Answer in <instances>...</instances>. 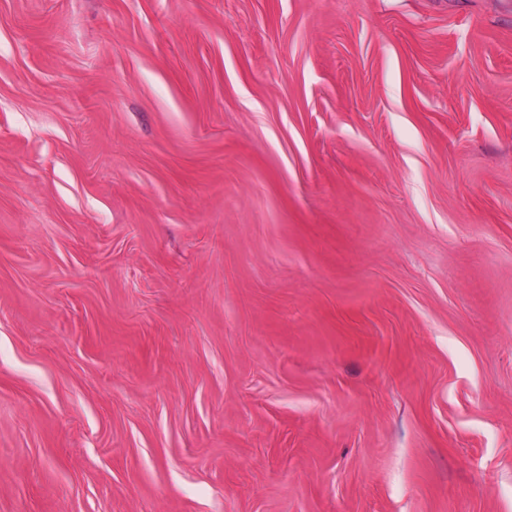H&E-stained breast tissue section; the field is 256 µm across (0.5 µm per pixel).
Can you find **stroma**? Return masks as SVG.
Instances as JSON below:
<instances>
[{"label": "stroma", "instance_id": "stroma-1", "mask_svg": "<svg viewBox=\"0 0 512 512\" xmlns=\"http://www.w3.org/2000/svg\"><path fill=\"white\" fill-rule=\"evenodd\" d=\"M0 512H512V0H0Z\"/></svg>", "mask_w": 512, "mask_h": 512}]
</instances>
